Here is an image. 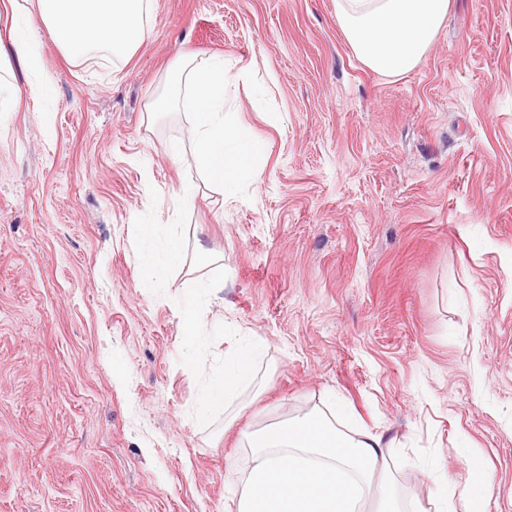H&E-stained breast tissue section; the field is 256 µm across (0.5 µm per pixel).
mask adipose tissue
Wrapping results in <instances>:
<instances>
[{
  "instance_id": "ef3b65f1",
  "label": "adipose tissue",
  "mask_w": 512,
  "mask_h": 512,
  "mask_svg": "<svg viewBox=\"0 0 512 512\" xmlns=\"http://www.w3.org/2000/svg\"><path fill=\"white\" fill-rule=\"evenodd\" d=\"M13 54L33 74L29 95L49 99L55 77L44 69L37 29L73 61L100 51L131 55L151 34L154 0H7ZM450 0H337V18L358 59L369 69L400 76L421 61L448 13ZM230 70L212 57L169 70L167 96L180 100L193 117L198 181L183 183L182 197L194 198L199 183L234 198L243 177L259 178L266 147L224 110ZM145 287L163 284L183 262V241L162 235L157 224L138 227ZM252 351L225 353L224 374L212 380L204 398L208 415L223 412L224 401L252 376ZM347 409L334 403L266 425L253 438L252 466L237 494V512H402L387 469L381 435L342 428Z\"/></svg>"
}]
</instances>
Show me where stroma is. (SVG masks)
Segmentation results:
<instances>
[{
    "mask_svg": "<svg viewBox=\"0 0 512 512\" xmlns=\"http://www.w3.org/2000/svg\"><path fill=\"white\" fill-rule=\"evenodd\" d=\"M151 27L124 59L45 42L44 102L0 70V512H235L246 432L337 400L394 438L404 506L435 512L431 471L462 487L476 456L512 512V0H451L400 77L359 61L336 0H155ZM186 56L249 70L225 109L266 155L231 201L178 196L192 117L151 105ZM142 224L183 239L158 288ZM252 350L237 348L224 354V375L210 382L204 398V415L213 416L225 411L224 401L239 383L251 378Z\"/></svg>",
    "mask_w": 512,
    "mask_h": 512,
    "instance_id": "1",
    "label": "stroma"
}]
</instances>
